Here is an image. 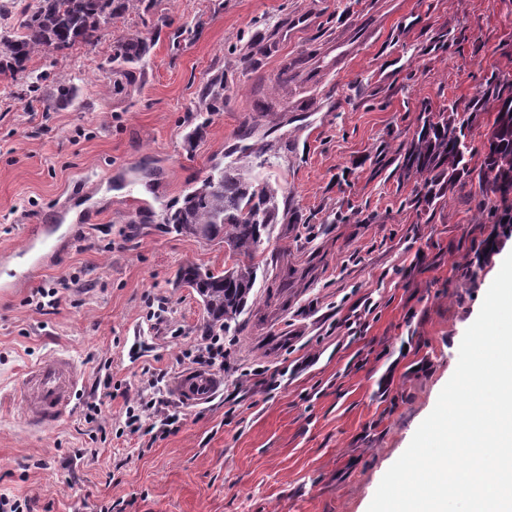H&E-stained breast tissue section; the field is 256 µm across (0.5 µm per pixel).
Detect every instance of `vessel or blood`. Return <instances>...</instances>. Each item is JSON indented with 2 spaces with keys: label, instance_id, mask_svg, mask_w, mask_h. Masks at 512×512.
<instances>
[{
  "label": "vessel or blood",
  "instance_id": "vessel-or-blood-1",
  "mask_svg": "<svg viewBox=\"0 0 512 512\" xmlns=\"http://www.w3.org/2000/svg\"><path fill=\"white\" fill-rule=\"evenodd\" d=\"M50 228L45 224L27 227L22 256L34 257L49 244ZM80 372L65 355H57L30 367L26 373L21 404L31 426L47 428L70 411L77 394ZM223 384L220 376L204 370L181 375L174 392L185 401H202L215 395Z\"/></svg>",
  "mask_w": 512,
  "mask_h": 512
}]
</instances>
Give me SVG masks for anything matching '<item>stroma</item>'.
Segmentation results:
<instances>
[{
    "instance_id": "1",
    "label": "stroma",
    "mask_w": 512,
    "mask_h": 512,
    "mask_svg": "<svg viewBox=\"0 0 512 512\" xmlns=\"http://www.w3.org/2000/svg\"><path fill=\"white\" fill-rule=\"evenodd\" d=\"M135 35L146 54L109 62ZM494 76L512 78V0H145L98 45L0 74V268L25 226L57 227L30 281L0 288V494L51 512H368L512 253L511 238L476 259L501 207L476 177L491 110L467 138L473 177L437 203L399 171L421 107L465 106ZM266 144L255 174L278 178L287 213L257 252L256 303L224 336L221 391L186 403L173 385L208 319L175 275L234 257L165 218L226 152ZM40 287L56 310L36 308ZM55 354L84 385L38 432L22 386ZM149 370L184 418L150 447L116 434ZM106 373L118 395L102 431L84 415Z\"/></svg>"
}]
</instances>
